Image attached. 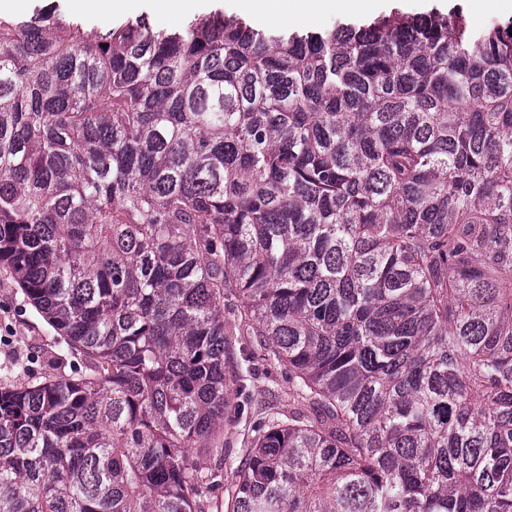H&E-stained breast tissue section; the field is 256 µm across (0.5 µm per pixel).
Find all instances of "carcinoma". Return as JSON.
I'll return each instance as SVG.
<instances>
[{"label": "carcinoma", "instance_id": "cac0c4a2", "mask_svg": "<svg viewBox=\"0 0 512 512\" xmlns=\"http://www.w3.org/2000/svg\"><path fill=\"white\" fill-rule=\"evenodd\" d=\"M511 31L0 18V267L69 368L0 388V512H204L232 336L298 408L227 512H512Z\"/></svg>", "mask_w": 512, "mask_h": 512}]
</instances>
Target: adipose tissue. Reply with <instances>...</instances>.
Here are the masks:
<instances>
[{
	"label": "adipose tissue",
	"mask_w": 512,
	"mask_h": 512,
	"mask_svg": "<svg viewBox=\"0 0 512 512\" xmlns=\"http://www.w3.org/2000/svg\"><path fill=\"white\" fill-rule=\"evenodd\" d=\"M237 12L263 25L296 27L332 10L344 16H361L372 9V0H235Z\"/></svg>",
	"instance_id": "1"
}]
</instances>
